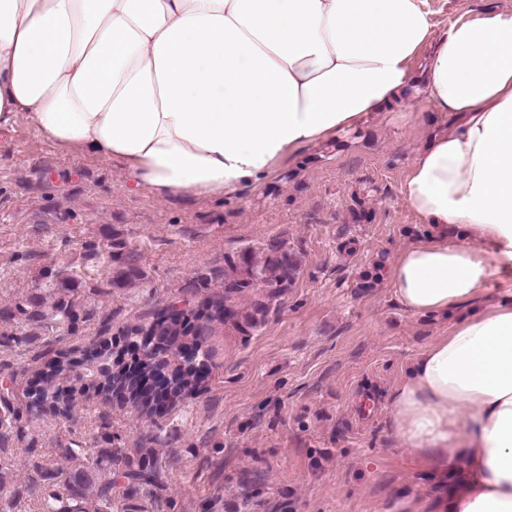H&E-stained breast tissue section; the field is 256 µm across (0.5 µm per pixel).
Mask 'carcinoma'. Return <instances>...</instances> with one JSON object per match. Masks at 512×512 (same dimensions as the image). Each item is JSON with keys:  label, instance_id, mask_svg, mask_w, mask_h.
I'll return each mask as SVG.
<instances>
[{"label": "carcinoma", "instance_id": "obj_1", "mask_svg": "<svg viewBox=\"0 0 512 512\" xmlns=\"http://www.w3.org/2000/svg\"><path fill=\"white\" fill-rule=\"evenodd\" d=\"M83 257L110 269L107 278H91L78 266L37 270L34 286L0 307V347L22 356L35 343H61L80 333L99 312L102 298L116 288L130 300L151 292L149 275L138 264L127 233L112 229L107 243L87 242ZM299 256L279 236L260 252L243 249L224 256V267L201 269L180 289L200 298V308L174 317L158 310L146 321L128 326L116 341L86 348L80 358L56 350L38 382L15 400L13 381L0 383V512H16L19 501L4 493L17 472L14 445L27 442V491L39 512H125L157 508V491L177 461L174 439L166 428L139 439L136 448L112 432L107 413L99 416L91 442L57 441L49 454L36 447L34 429L44 416L68 418L83 400L107 410L127 404L147 416L164 407L190 402L206 389L211 351L205 347L217 326L242 336L263 326L294 287L301 273Z\"/></svg>", "mask_w": 512, "mask_h": 512}]
</instances>
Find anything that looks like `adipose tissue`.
Instances as JSON below:
<instances>
[{
	"label": "adipose tissue",
	"mask_w": 512,
	"mask_h": 512,
	"mask_svg": "<svg viewBox=\"0 0 512 512\" xmlns=\"http://www.w3.org/2000/svg\"><path fill=\"white\" fill-rule=\"evenodd\" d=\"M423 0H0V127L116 159L130 190L236 199L286 160L426 97L448 116L403 185L431 231L388 270L413 315L455 313L389 398L440 512H512V10L434 35Z\"/></svg>",
	"instance_id": "obj_1"
}]
</instances>
